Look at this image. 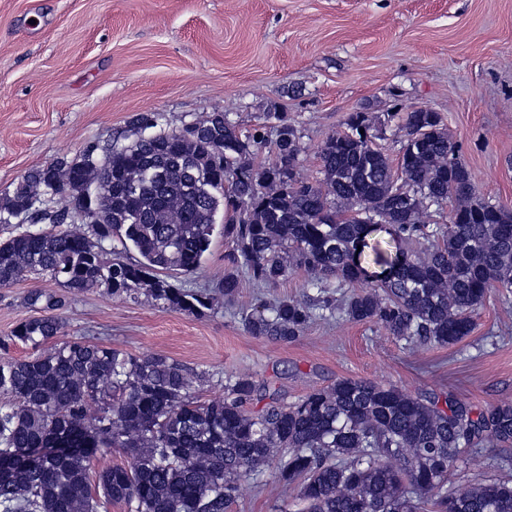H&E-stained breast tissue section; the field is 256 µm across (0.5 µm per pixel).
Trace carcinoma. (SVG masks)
<instances>
[{
    "label": "carcinoma",
    "instance_id": "cac0c4a2",
    "mask_svg": "<svg viewBox=\"0 0 512 512\" xmlns=\"http://www.w3.org/2000/svg\"><path fill=\"white\" fill-rule=\"evenodd\" d=\"M272 161L256 162L265 137L242 133L222 112L178 131L123 146L91 144L25 174L0 199V223L26 215L36 230L0 239V288L46 276L70 293L117 299L148 294L199 315L206 290L168 278L200 269L225 207L233 270L218 288L238 293L239 274L270 287L302 269L316 293L243 313L247 332L288 343L318 312L342 313L423 345L470 335L490 294L512 292V211L482 200L441 118L406 113L395 180L373 146V119L352 112L347 131L320 149L323 180H301L300 135L279 113ZM451 203L448 223L425 220ZM88 231L68 227L69 205ZM370 224H387L410 250L385 260L371 289L354 257ZM137 257L104 258L113 243ZM41 315L3 346L35 353L0 360V512H230L240 482L274 467L296 490L295 512H512V476L465 490L448 485L465 456L512 449V404L476 410L455 395L412 396L397 386L344 378L288 403L250 376L224 378V397L203 400L206 379L163 354L136 356L65 340L57 311L67 297L35 289ZM125 462L91 478L92 459Z\"/></svg>",
    "mask_w": 512,
    "mask_h": 512
}]
</instances>
